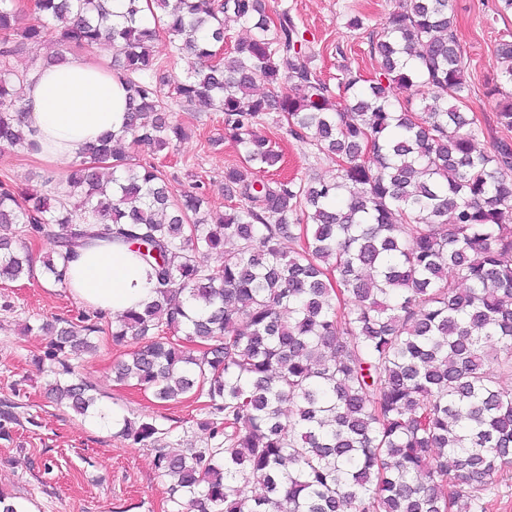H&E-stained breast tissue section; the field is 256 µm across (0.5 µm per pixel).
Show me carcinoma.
Here are the masks:
<instances>
[{
	"instance_id": "1",
	"label": "carcinoma",
	"mask_w": 512,
	"mask_h": 512,
	"mask_svg": "<svg viewBox=\"0 0 512 512\" xmlns=\"http://www.w3.org/2000/svg\"><path fill=\"white\" fill-rule=\"evenodd\" d=\"M33 12L23 26L0 0V146L30 148L26 75L9 59L49 29L67 50L111 52L128 108L67 175L76 204L20 200L0 181V226L14 228L0 236V280L39 273L64 286L79 250L100 243L150 269L155 296L110 325L116 344L144 340L116 377L162 402L203 400L199 427L220 438L156 449L169 512H486L485 492L512 472V389L498 383L512 376V141L475 145L450 0H397L374 46L377 76L345 69L342 100L304 62L290 10L273 22L263 0H34ZM230 20L252 35L215 63ZM162 33L172 58L199 60L170 98L224 113L243 163L280 161L253 134L275 111L290 136L336 156V175L256 181L227 167L238 203L216 219L200 185L174 198L177 176L117 150L186 136L161 96ZM497 52L496 119L509 132L512 41ZM259 81L270 93L254 94ZM51 224L56 249L38 267L25 241ZM102 320L41 326L49 395L84 417L97 389L72 379L69 358L95 350ZM112 427L142 445L159 433L125 416ZM249 483L259 493L247 499Z\"/></svg>"
}]
</instances>
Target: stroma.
<instances>
[{"instance_id":"stroma-1","label":"stroma","mask_w":512,"mask_h":512,"mask_svg":"<svg viewBox=\"0 0 512 512\" xmlns=\"http://www.w3.org/2000/svg\"><path fill=\"white\" fill-rule=\"evenodd\" d=\"M288 7L308 40L312 67L330 89H337L342 67L364 78L377 71L374 45L383 32L395 0H266L268 12ZM456 34L467 61L469 95L466 112L476 114L483 132L481 149H490L504 132L496 122L499 98L500 42L512 40V12L499 0H453ZM362 18L363 28L349 26ZM188 137L154 157L161 170L177 172L174 193L203 187L211 212L222 213L233 200L224 188V170L240 163L236 143L224 135V115L199 105L172 103ZM284 156L288 176L328 178L336 173L334 156L315 154L308 142L288 135L273 118L256 126ZM54 174L52 190L61 192L65 167L48 168L31 154L0 150V181L18 190L38 187L43 175ZM83 306L68 289L43 278L0 283V404H15L17 419L0 432V492L23 500L30 512H168L169 484L155 466L156 448H208L215 441L199 427L204 414L194 397L161 403L150 391L115 382L114 365L137 349L135 340L112 342L110 333L96 336L98 350L74 359L79 376L88 378L114 413L155 421L163 433L157 446L123 439L112 428L77 416L46 394L51 376L39 363L49 341L36 324L56 318L75 319Z\"/></svg>"}]
</instances>
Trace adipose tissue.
<instances>
[{
    "label": "adipose tissue",
    "mask_w": 512,
    "mask_h": 512,
    "mask_svg": "<svg viewBox=\"0 0 512 512\" xmlns=\"http://www.w3.org/2000/svg\"><path fill=\"white\" fill-rule=\"evenodd\" d=\"M126 107L124 86L87 54L72 52L63 62L33 69L23 90V130L33 157L50 166L82 160L87 145L121 128ZM68 289L110 318L154 295L144 267L118 246L81 250L69 265Z\"/></svg>",
    "instance_id": "ef3b65f1"
}]
</instances>
